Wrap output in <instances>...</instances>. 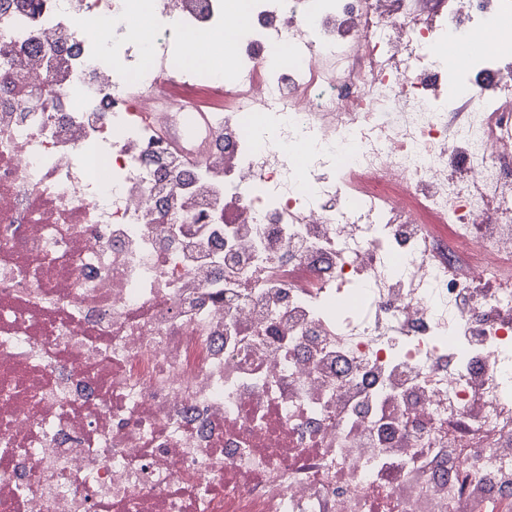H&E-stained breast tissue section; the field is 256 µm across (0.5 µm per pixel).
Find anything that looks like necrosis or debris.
Listing matches in <instances>:
<instances>
[{"label":"necrosis or debris","instance_id":"4bbe7bcc","mask_svg":"<svg viewBox=\"0 0 512 512\" xmlns=\"http://www.w3.org/2000/svg\"><path fill=\"white\" fill-rule=\"evenodd\" d=\"M429 2L0 0V512H512V0ZM410 441L405 435H401L393 442V448H389L388 457L390 459L389 466L384 472V477L388 480H396L402 484L404 490L411 496L414 495L415 488L422 478L433 473L440 465L437 456H434L429 448H423L420 456H422L421 467L413 472H402L398 466V460L404 456V451L409 448Z\"/></svg>","mask_w":512,"mask_h":512}]
</instances>
